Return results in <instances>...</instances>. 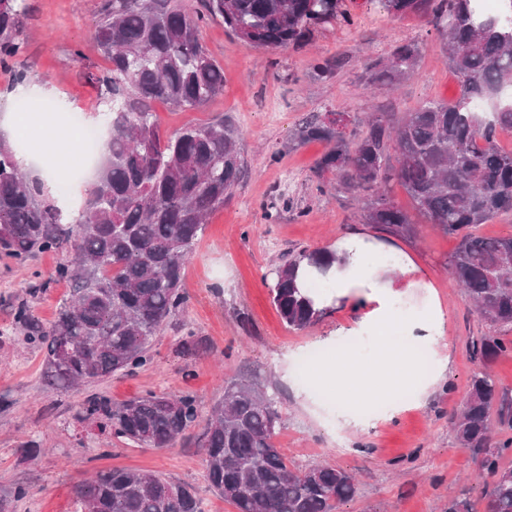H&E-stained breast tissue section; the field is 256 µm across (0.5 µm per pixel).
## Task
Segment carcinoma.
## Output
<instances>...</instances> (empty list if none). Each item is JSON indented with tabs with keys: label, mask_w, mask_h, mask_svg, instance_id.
<instances>
[{
	"label": "carcinoma",
	"mask_w": 512,
	"mask_h": 512,
	"mask_svg": "<svg viewBox=\"0 0 512 512\" xmlns=\"http://www.w3.org/2000/svg\"><path fill=\"white\" fill-rule=\"evenodd\" d=\"M23 2L0 0L3 66L26 47ZM204 2L202 15L180 0H103L93 37L111 67L92 80L114 105L102 113L112 148L72 226L63 227L55 201L39 180L22 173L12 146L0 138V255L22 263L65 240L75 253L52 273L74 288L49 325L24 304L15 310L26 340L44 351L49 387L76 389L151 363L153 337L190 299L182 277L193 247L244 174L241 133L231 122L189 125L166 137L151 108L162 101L198 110L224 91V71L200 43L204 16L220 17L241 39L271 49L304 47L318 28L352 25L345 0ZM377 2L391 17L429 19L458 79V96L426 101L394 121L381 112L362 126L355 120L338 126L326 113L311 112L294 139L327 144L316 174L323 183L332 175L363 192L366 223L396 235L413 232L410 214L385 193L395 179L416 212L459 237L449 271L489 332L472 343L480 369L453 431L485 477L483 512H512V465L504 464L512 437H494L496 426L512 431V389L498 386L488 371L512 352V236L475 233L512 213V151L499 147L500 137L512 134V0H501L492 14L480 0ZM417 62L416 46L398 45L372 63L367 83L393 88ZM473 100L490 101L491 110H471ZM334 261L318 248L279 268L270 294L288 327L305 329L326 313L298 285L301 267L316 269L321 281ZM83 413L130 445L172 448L196 421L198 402L189 394L148 392L116 405L94 396ZM281 423L275 395L251 380L226 382L200 439L211 487L238 512H338L354 497L355 478L329 465L288 467L274 441ZM73 493L76 512H199L190 488L147 472H99ZM471 493L462 487L448 499L447 512H475Z\"/></svg>",
	"instance_id": "carcinoma-1"
}]
</instances>
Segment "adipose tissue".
Segmentation results:
<instances>
[{
    "label": "adipose tissue",
    "instance_id": "1",
    "mask_svg": "<svg viewBox=\"0 0 512 512\" xmlns=\"http://www.w3.org/2000/svg\"><path fill=\"white\" fill-rule=\"evenodd\" d=\"M379 248V242L363 230L339 237L332 247L338 257L329 271L335 288L333 300L349 311L352 320L346 335L383 339L393 328H400L406 336L437 352L436 366L445 369L448 359L439 353L446 340L445 319L437 291H430L427 298L428 315L396 317L393 300L426 287L427 282L419 278L418 266L406 253L400 256L402 277L398 280L386 268L370 264V255Z\"/></svg>",
    "mask_w": 512,
    "mask_h": 512
}]
</instances>
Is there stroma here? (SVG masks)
Listing matches in <instances>:
<instances>
[{"instance_id":"1","label":"stroma","mask_w":512,"mask_h":512,"mask_svg":"<svg viewBox=\"0 0 512 512\" xmlns=\"http://www.w3.org/2000/svg\"><path fill=\"white\" fill-rule=\"evenodd\" d=\"M26 48L11 67L0 68V137L33 158L32 175L60 174L82 162L77 132L45 135L50 115L20 112L22 98L13 72L27 73L36 88L31 101L49 102L55 112L105 111L92 75L109 67L92 33L102 0H27ZM354 17L348 27L315 34L303 48L264 50L242 41L219 18H207L200 42L224 71V90L199 110L164 103L155 110L161 128H180L221 117L242 134L247 171L224 207L212 213L184 269L187 307L154 336L149 365L130 376L115 375L80 389L57 390L42 378L44 354L26 343L14 313L27 303L41 323L52 321L70 282L49 280L56 265L72 261L71 246L36 253L25 264L0 256V512H73V488L114 468L150 471L194 491L200 512H236L209 485L198 438L227 380L248 377L278 393L283 424L277 442L290 468L330 465L356 477L354 498L339 512H446L448 499L477 471L472 454L451 430L477 366L473 339L489 326L450 275L448 259L458 240L414 215L417 232L392 236L433 281L446 312L448 367L427 369L432 386L420 400L392 391L401 404L394 416L370 421L367 429L343 427L320 385H304L301 355L325 348L336 352L346 309L329 306L313 326L294 330L283 322L269 295L279 266L305 249L327 248L362 226V198L337 180L320 183L314 168L325 143L291 140L296 125L312 112H348L356 117L386 110L407 112L430 99H455L459 83L427 18H391L373 0H347ZM402 43L419 51L416 72L396 90L375 89L364 79L373 60ZM337 57L341 68L319 77L318 60ZM194 330L204 347L184 354L180 341ZM188 393L199 418L173 448H133L78 418L83 401L104 396L121 403L147 392ZM42 443L37 458L25 457L28 438ZM28 490L14 498L15 486Z\"/></svg>"}]
</instances>
